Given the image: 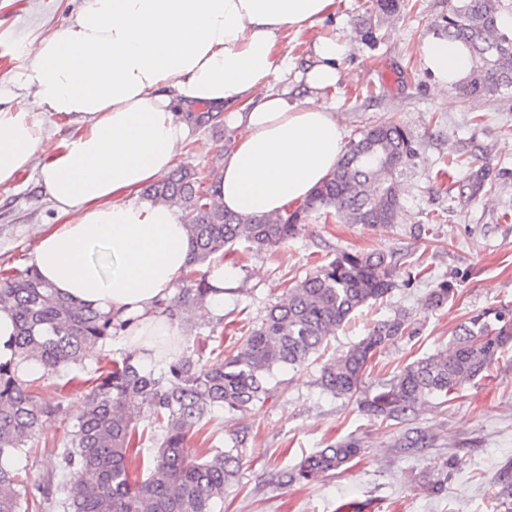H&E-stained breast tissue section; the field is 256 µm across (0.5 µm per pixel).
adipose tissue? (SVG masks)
Returning a JSON list of instances; mask_svg holds the SVG:
<instances>
[{"label": "adipose tissue", "instance_id": "1", "mask_svg": "<svg viewBox=\"0 0 512 512\" xmlns=\"http://www.w3.org/2000/svg\"><path fill=\"white\" fill-rule=\"evenodd\" d=\"M336 0H80L72 21L33 49L35 104L75 128L41 164L61 222L39 242L35 264L61 295L125 323L130 348L172 331L160 307L185 276L187 227L166 204L140 200L169 173L189 128L180 114L225 103L243 133L225 152L211 192L245 216L305 201L345 151L329 108L271 93L288 70L284 38L322 22ZM344 42L321 37L305 84L336 85ZM441 90L464 80L472 58L443 35L420 47ZM44 130L32 113L0 110V186L28 168Z\"/></svg>", "mask_w": 512, "mask_h": 512}]
</instances>
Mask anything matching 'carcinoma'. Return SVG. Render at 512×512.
<instances>
[{"instance_id":"1","label":"carcinoma","mask_w":512,"mask_h":512,"mask_svg":"<svg viewBox=\"0 0 512 512\" xmlns=\"http://www.w3.org/2000/svg\"><path fill=\"white\" fill-rule=\"evenodd\" d=\"M496 2L457 0L442 27L475 62L459 86L460 95L469 100L512 93V37L499 26ZM413 154L412 141L397 122L368 126L302 206L259 218L224 210L200 173L173 170L146 189L149 199L181 213L192 242L186 286L165 312L174 319L205 305L211 286L206 277L195 278L197 265L236 245L258 251L284 244L313 213L347 224L396 223L402 194L396 172ZM396 287L387 255L343 252L290 288L229 356L220 351L202 363L175 353L166 339L126 353L91 379L68 440L53 451L54 470L33 484L13 463L31 454L33 434L62 414L61 403L46 397V383L64 368L84 367L86 356L126 324L59 295L34 267L14 274L3 271L0 304L11 307L15 330L12 357L0 360V512H215L224 502V489L238 481L248 433L232 434L217 449L190 448L189 440H208L206 426L215 410L243 413L265 402L273 392L275 371L321 355L356 309ZM450 293L448 284H441L429 294L427 307L442 306ZM409 327L402 313L376 323L324 363L322 389L347 398L361 394L368 415L402 423L431 399L451 401V395L484 375L512 345V309H489L461 323L447 349L414 360L380 379L375 393L362 394L377 352ZM19 362L34 363L38 375L20 376ZM137 411L148 421L143 429ZM152 427L162 430L161 442L148 474L134 480L128 462ZM427 443L423 431L408 428L394 439L392 449L401 457L412 456ZM361 452L359 440L344 439L278 473V482L316 484ZM422 479L423 489L439 490L448 481V461L433 466ZM498 498L512 504V466L501 472Z\"/></svg>"}]
</instances>
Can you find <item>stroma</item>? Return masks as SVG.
<instances>
[{"instance_id": "35a3bbf8", "label": "stroma", "mask_w": 512, "mask_h": 512, "mask_svg": "<svg viewBox=\"0 0 512 512\" xmlns=\"http://www.w3.org/2000/svg\"><path fill=\"white\" fill-rule=\"evenodd\" d=\"M455 0H400L395 14L378 18L377 38L361 41L356 28L374 13L373 0H336V12L317 26L288 36L282 51L289 74L273 92L298 104L331 107L348 138L372 124L392 120L410 133L414 156L397 177L402 208L397 223L376 227L311 217L287 243L261 251L235 248L224 264L235 286L224 306L205 307L175 320L179 351L206 361L213 348L233 352L249 329L287 288L335 258L338 251L376 250L392 255L398 286L383 301L358 312L331 340L342 351L379 320L408 313L412 332L387 345L366 378L374 385L417 358L447 347L457 326L488 308H512V97L466 100L457 89L437 88L423 68L419 47L440 28ZM80 0H0V109L29 107L33 93L19 84L31 74V45L59 32L74 17ZM321 36L345 41L340 80L319 93L298 82L295 72L312 64L313 42ZM51 135L29 169L0 187V266L25 269L35 263L41 232L59 218L41 189L45 151L71 131L67 119L42 115ZM190 135L177 165L208 177L218 174L224 150L240 129L224 118L190 121ZM484 169V187L471 195L467 184ZM454 294L426 309L427 294L441 282ZM122 337L97 347L84 368H65L47 390L63 404L62 416L35 432V450L21 459L31 481L54 466L82 409L85 381L98 367L124 354ZM320 361L276 372L272 398L245 413L216 411L208 430L215 447L233 431L251 433L239 480L224 491L221 512H504L497 477L512 462V349H506L485 376L465 384L448 405L420 409L415 424L433 435L431 448L415 458H396L391 443L395 422L366 415L357 399L337 397L319 382ZM359 438L363 454L345 471L314 485H279L276 474L292 470L303 457L347 437ZM447 462L448 483L437 495L417 481L434 462Z\"/></svg>"}]
</instances>
